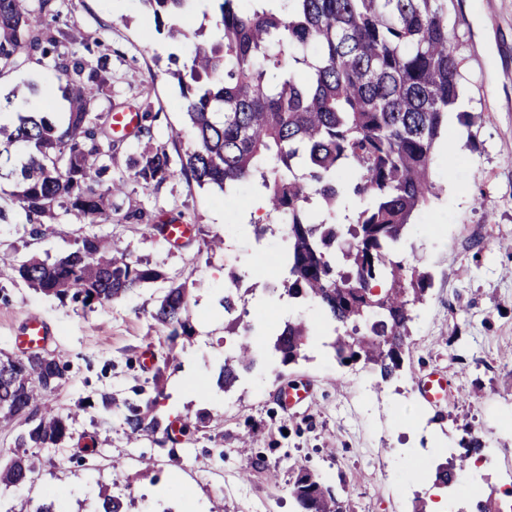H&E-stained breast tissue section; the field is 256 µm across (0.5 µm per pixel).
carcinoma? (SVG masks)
<instances>
[{"label": "carcinoma", "instance_id": "cac0c4a2", "mask_svg": "<svg viewBox=\"0 0 512 512\" xmlns=\"http://www.w3.org/2000/svg\"><path fill=\"white\" fill-rule=\"evenodd\" d=\"M58 0H0V71L38 55L57 73L68 118L62 125L43 112L17 107V122L0 124V179L15 190L0 204V223L15 215L43 236L59 212L87 224H110L123 182L112 179V113L94 111L109 82L106 64L91 66L83 37L50 30ZM156 32L184 36L177 18L200 0H141ZM217 16L211 37L197 32L189 61L167 73L180 89L193 148L173 161L146 149L127 166L143 189L176 173L227 198L252 182L270 212L285 217L288 276L282 286L307 298L334 324L330 343L340 362L363 361L392 379L429 276L398 252L417 212L439 195L433 176L437 143L448 131V113L460 91L459 61L448 35L443 0H211ZM11 278L33 290L83 308L118 301L146 283L170 282L152 314L170 344L192 340L186 282L131 259L115 239L95 232L54 261L31 257L5 264ZM310 335L301 320L284 322L272 350L284 364L297 361ZM153 392L133 390L122 400L125 433L153 437L163 394L164 366ZM253 364L242 343L224 358L217 384L231 390ZM66 367L39 352L0 353V420L24 419L29 427L0 467V502L36 475L31 448H61L71 438L69 416L46 404L61 386ZM469 436L466 452L439 464L436 481L456 480L465 462L484 447ZM297 512H346L319 476L297 470L292 485ZM95 512H125L122 499L102 494Z\"/></svg>", "mask_w": 512, "mask_h": 512}]
</instances>
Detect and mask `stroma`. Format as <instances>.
Returning a JSON list of instances; mask_svg holds the SVG:
<instances>
[{"mask_svg": "<svg viewBox=\"0 0 512 512\" xmlns=\"http://www.w3.org/2000/svg\"><path fill=\"white\" fill-rule=\"evenodd\" d=\"M454 32L462 95L448 115V136L438 144L434 177L443 190L415 217L402 240L431 285L414 308L402 367L389 381L369 366L340 365L326 341L330 334L317 308L269 290L284 275L280 220L260 208L259 192L246 185L235 199L198 187L179 175L150 190L130 181L125 161L145 148L169 155L193 145L180 108L168 58L189 60L196 31L213 18L195 9L179 20L184 35L156 34L141 0H63L61 20L90 46L85 59L107 57L112 72L109 100L97 109L151 112V133L129 135L119 146L113 177L128 184L123 211H144L150 221L190 224L192 239L173 246L143 225L124 220L90 228L74 214L61 215L52 234L30 236L22 226L0 224V256L56 259L90 231L121 238L132 259L150 264L163 280L145 284L122 300L81 309L0 278V351L15 353V338L29 316L41 318L51 335L49 354L68 364L66 383L52 398L70 417L72 438L63 447L38 450L39 475L12 496L19 512H34L54 497L64 512H94L99 490L121 496L127 512H296L291 483L305 466L333 487L348 512H413L416 501L443 500L446 512H472L480 496L499 497V487L465 470L450 486L436 481L439 463L463 451L465 427L491 448L499 473L512 469V0H446ZM37 83L33 109L63 114L59 82L31 58L0 74V97L23 83ZM474 117L471 126L459 113ZM267 225L262 237L253 227ZM224 238L213 251V235ZM240 277L255 365L229 392L217 386L224 356L238 337L228 335L221 301L231 274ZM185 281L191 292L196 335L169 347L151 313L165 277ZM289 318L311 322L304 355L282 364L271 352L275 332ZM162 359L174 352L165 397L155 409L161 423L209 417L192 435L175 441H129L121 399L153 375L142 355ZM442 371L450 384L446 402L422 400L417 381ZM302 383L312 401L284 411L278 391ZM114 394L109 414L79 408L88 398ZM120 470H113V461Z\"/></svg>", "mask_w": 512, "mask_h": 512, "instance_id": "1", "label": "stroma"}]
</instances>
